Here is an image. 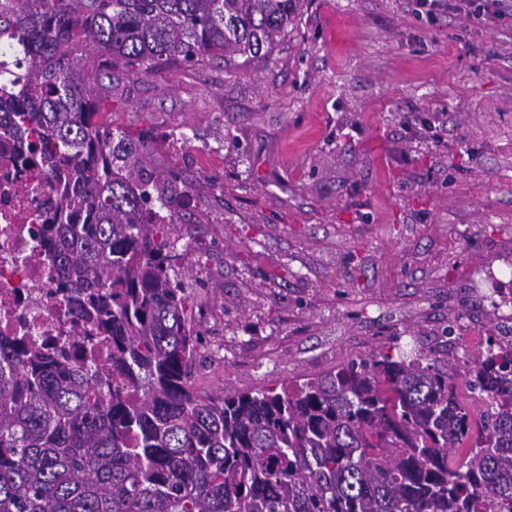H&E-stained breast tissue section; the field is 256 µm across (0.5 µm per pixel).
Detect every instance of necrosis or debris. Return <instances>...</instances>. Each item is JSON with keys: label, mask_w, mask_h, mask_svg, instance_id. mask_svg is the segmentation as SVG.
<instances>
[{"label": "necrosis or debris", "mask_w": 512, "mask_h": 512, "mask_svg": "<svg viewBox=\"0 0 512 512\" xmlns=\"http://www.w3.org/2000/svg\"><path fill=\"white\" fill-rule=\"evenodd\" d=\"M50 179L35 183L14 152L0 145V335L37 326L39 335L68 328L65 294L58 279L33 256L37 202L50 199Z\"/></svg>", "instance_id": "4bbe7bcc"}]
</instances>
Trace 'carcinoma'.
Returning <instances> with one entry per match:
<instances>
[{"label": "carcinoma", "mask_w": 512, "mask_h": 512, "mask_svg": "<svg viewBox=\"0 0 512 512\" xmlns=\"http://www.w3.org/2000/svg\"><path fill=\"white\" fill-rule=\"evenodd\" d=\"M300 7L0 0L5 135L58 175L39 254L70 289L72 328L97 332L77 351L0 338V512H512V337L491 328L453 373L397 336L279 392L194 385L195 301L171 275L176 178L105 140L93 82L264 57Z\"/></svg>", "instance_id": "1"}]
</instances>
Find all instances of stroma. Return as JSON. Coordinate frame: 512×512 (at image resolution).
<instances>
[{
    "mask_svg": "<svg viewBox=\"0 0 512 512\" xmlns=\"http://www.w3.org/2000/svg\"><path fill=\"white\" fill-rule=\"evenodd\" d=\"M97 107L178 176L199 391L279 389L393 336L444 366L512 330L511 19L303 0L267 57L119 67Z\"/></svg>",
    "mask_w": 512,
    "mask_h": 512,
    "instance_id": "stroma-1",
    "label": "stroma"
}]
</instances>
